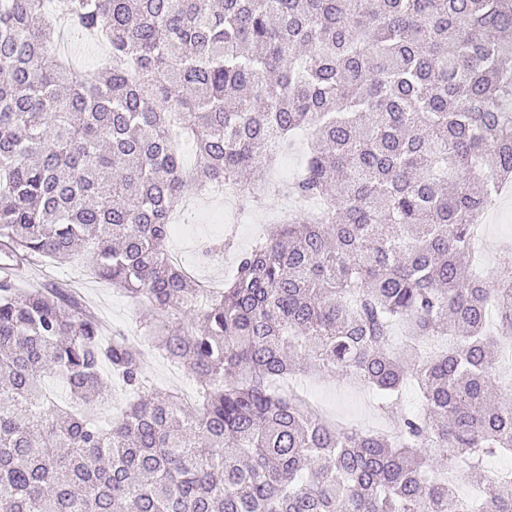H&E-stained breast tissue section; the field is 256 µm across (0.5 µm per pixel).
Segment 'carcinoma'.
Here are the masks:
<instances>
[{"instance_id":"cac0c4a2","label":"carcinoma","mask_w":512,"mask_h":512,"mask_svg":"<svg viewBox=\"0 0 512 512\" xmlns=\"http://www.w3.org/2000/svg\"><path fill=\"white\" fill-rule=\"evenodd\" d=\"M48 2L0 0V246L81 255L145 308L198 400L150 385L67 292L0 277V512H512V479L486 473L512 454L492 373L512 261L493 281L471 266L512 181V0H67L74 33L108 43L97 84L56 51ZM302 129L292 192L323 209L203 287L166 249L186 191L264 184L270 141ZM175 134L196 145L189 175ZM307 372L360 382L393 432L278 390ZM110 383L130 401L104 426L89 411Z\"/></svg>"}]
</instances>
